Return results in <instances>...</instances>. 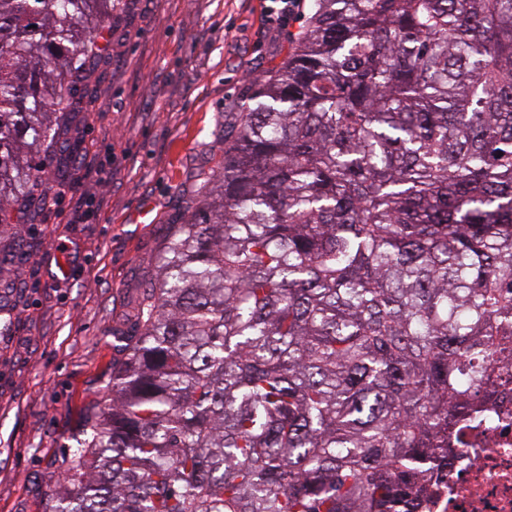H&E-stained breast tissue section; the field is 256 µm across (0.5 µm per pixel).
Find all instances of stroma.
Returning a JSON list of instances; mask_svg holds the SVG:
<instances>
[{"label": "stroma", "instance_id": "1", "mask_svg": "<svg viewBox=\"0 0 512 512\" xmlns=\"http://www.w3.org/2000/svg\"><path fill=\"white\" fill-rule=\"evenodd\" d=\"M303 18L278 0H137L113 15L70 122L77 160L6 212L27 258L0 270V287L26 283L0 333V512H43L58 491L87 415L109 403L112 330L131 326V291L153 282L172 225L224 162L226 127ZM144 206L150 223H134Z\"/></svg>", "mask_w": 512, "mask_h": 512}]
</instances>
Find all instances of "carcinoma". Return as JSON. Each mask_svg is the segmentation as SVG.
<instances>
[{
  "instance_id": "1",
  "label": "carcinoma",
  "mask_w": 512,
  "mask_h": 512,
  "mask_svg": "<svg viewBox=\"0 0 512 512\" xmlns=\"http://www.w3.org/2000/svg\"><path fill=\"white\" fill-rule=\"evenodd\" d=\"M133 2L0 0V215L75 159L76 86ZM253 86L45 512H418L495 409L512 0H311Z\"/></svg>"
}]
</instances>
